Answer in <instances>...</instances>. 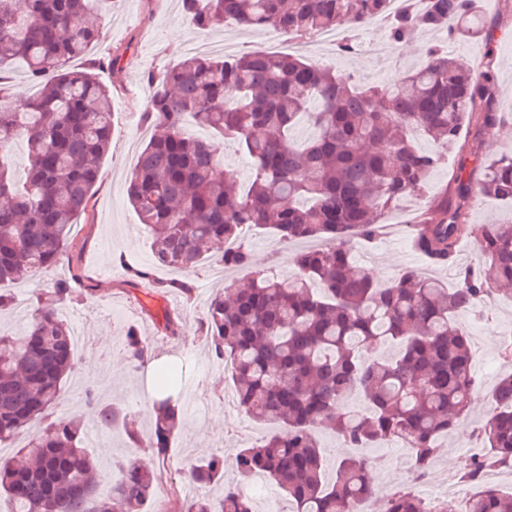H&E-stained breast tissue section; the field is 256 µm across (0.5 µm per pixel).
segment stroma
Masks as SVG:
<instances>
[{
	"instance_id": "35a3bbf8",
	"label": "stroma",
	"mask_w": 512,
	"mask_h": 512,
	"mask_svg": "<svg viewBox=\"0 0 512 512\" xmlns=\"http://www.w3.org/2000/svg\"><path fill=\"white\" fill-rule=\"evenodd\" d=\"M479 4L485 27L497 36L494 44L473 34L451 40L444 32L427 31L412 42L392 46L391 56L384 62L360 54L343 57L335 47L313 40L306 42L303 54L336 74L384 86L400 81L408 68L423 59L429 46L437 45L449 55L466 59L475 74H489L497 111L512 114V0H479ZM93 16L99 38L72 65L81 68L114 54L123 57L121 71L107 67L98 71L100 81L112 91L111 148L102 160L89 206L71 229L65 257L29 281L10 285L14 305L0 313V330L24 332L37 297L56 280L71 281L73 294L61 304L63 316L71 327L81 328L89 342L75 349L76 371L67 379L55 412L77 416L86 432L97 427V416L77 394L90 385L98 388L101 399L131 411L140 430L150 426L145 372L130 366L117 351L129 327H136L148 337L155 354L185 365V386L193 391L194 398L183 405V424L164 468L166 481L156 499L145 504L146 512H158L162 506L168 512H181L191 496L215 498L221 493L220 487L203 488L187 479V472L198 459L218 448H237L244 441H258L268 428L237 406L223 364L212 356L202 339L201 324L211 297L218 289L232 287L242 278V271H223L218 262H206L188 274L193 285L189 296L171 288L154 292L152 286L132 283L127 273L128 267L136 266L149 270L155 282L168 283L177 277L176 271L156 264L149 234L127 201L130 173L151 134L143 117L149 94L146 75L176 64L194 44L218 46L232 41L244 52H281L285 46L282 36L271 30L246 31L231 25L216 31L199 30L185 18L180 0H96ZM462 137L468 152L479 157L512 152V121L484 129L477 136L466 129ZM458 163L457 157H449L447 165L431 175L423 198L403 201L385 215L383 235L356 244L355 263L365 267L379 284H390L403 269L413 268L451 285L457 268L477 262L478 244L472 236L461 240L452 268L432 265L415 253L410 243L409 218L449 186ZM247 243L254 269L282 277L294 273L298 245L284 243L263 231L249 233ZM167 316L177 323V335L161 331L160 324ZM461 321L472 340L476 389L467 417L440 439L437 458L425 482L412 485L414 493L426 500L440 495L442 486L451 480L456 482L462 499L476 493L475 485L460 480L459 471L483 454L477 430L491 409L497 382L512 373V356L507 353L512 347V297L496 296L485 302L481 312L465 314ZM91 453L99 468L100 489L105 492L111 484L113 463L134 456L135 451L129 448L124 431L116 429L109 431L107 447L93 446ZM363 454L369 461L368 477L378 496L411 485L412 454L402 450L398 441L381 442L364 449Z\"/></svg>"
}]
</instances>
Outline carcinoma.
I'll return each instance as SVG.
<instances>
[{"instance_id":"cac0c4a2","label":"carcinoma","mask_w":512,"mask_h":512,"mask_svg":"<svg viewBox=\"0 0 512 512\" xmlns=\"http://www.w3.org/2000/svg\"><path fill=\"white\" fill-rule=\"evenodd\" d=\"M94 2L0 0V73L20 60L38 86L33 97L0 105V284L24 281L64 258L110 148L112 94L96 70H119L122 56L70 67L97 39ZM386 2L181 0L199 30L231 22L289 37L354 30L388 13ZM428 30L450 37L471 30L494 42L478 0H427L389 18L393 44ZM148 83L144 117L159 133L140 151L127 197L160 265L187 274L222 242L219 263L247 268L250 227L286 243L317 242L297 252L294 275L255 271L231 298L216 294L208 304L202 326L208 348L230 367L241 410L273 430L259 443L229 455L215 451L192 467L191 481L222 484L224 492L191 501L184 512H255L240 484H224L228 465L242 481H275L290 512H354L374 495L367 460L346 457L328 469L318 429L347 448L402 440L412 452L413 475L426 476L439 439L464 417L475 387L471 339L458 316L512 287V221L475 226L479 259L458 270L452 288L413 268L382 287L352 260L351 246L372 239L402 199L423 195L450 150L461 156L459 168L450 190L429 201L426 216L412 225L416 251L435 265H451L470 230L473 194L512 204V153L469 167L461 141L466 124L479 131L504 121L489 81L466 60L430 46L390 86H362L295 54L263 52L190 54L149 74ZM300 125L313 134L297 143L292 132ZM228 138L252 160L246 190L218 170L221 140ZM20 139L27 147L22 176L10 160ZM421 139L436 149H421ZM71 295L69 282H54L22 335L0 331V446L29 423L45 422L37 440L0 460V494L10 512H142L157 495L161 470L126 459L109 494L99 496L98 466L82 447L78 420L53 415L75 370L73 336L57 311ZM385 341L398 350L374 353ZM119 353L138 368L153 359L134 327ZM184 379L185 370L158 365L146 436L94 387L84 400L102 428L123 426L129 447L148 449L162 465L183 417ZM354 396L364 401L362 409L348 407ZM479 434L488 452L461 471L479 492L452 512H512V494L486 481L493 468L512 469V375L497 384ZM384 512L430 510L402 488L386 495Z\"/></svg>"}]
</instances>
